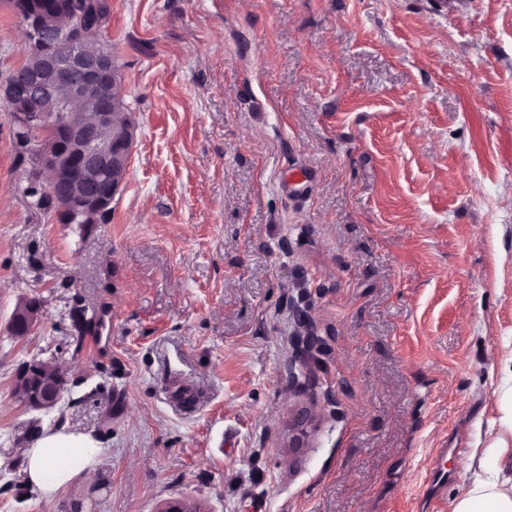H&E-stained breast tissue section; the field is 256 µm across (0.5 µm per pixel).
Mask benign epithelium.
Masks as SVG:
<instances>
[{"mask_svg": "<svg viewBox=\"0 0 512 512\" xmlns=\"http://www.w3.org/2000/svg\"><path fill=\"white\" fill-rule=\"evenodd\" d=\"M86 9L58 3L57 13H24L23 23L31 43L29 67L0 85V106L10 112L16 132L38 143L41 167L50 175L45 190L57 209L72 222H89L112 205L127 170L136 138L135 126L116 121L117 91L123 76L112 61L85 43L90 38ZM52 103L54 111H42ZM41 307L26 299L11 315L14 330L30 329ZM294 317L305 330L293 336L291 370L307 376L308 359L319 337L308 329L307 314L295 309ZM60 385L46 382L31 399L36 410L56 405ZM314 421L307 409L297 411L288 423V447L306 448L308 428Z\"/></svg>", "mask_w": 512, "mask_h": 512, "instance_id": "7a95c632", "label": "benign epithelium"}]
</instances>
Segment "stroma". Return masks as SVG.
Wrapping results in <instances>:
<instances>
[{"label":"stroma","instance_id":"35a3bbf8","mask_svg":"<svg viewBox=\"0 0 512 512\" xmlns=\"http://www.w3.org/2000/svg\"><path fill=\"white\" fill-rule=\"evenodd\" d=\"M111 3L136 140L109 223L36 206L0 109V512H44L36 421L102 444L55 512H451L512 343V0ZM26 57L0 0V79ZM297 308L321 339L303 387ZM31 361L64 374L41 416L14 393ZM41 316V307L30 303V299L20 302L11 315L10 322L14 330L31 329ZM314 421L312 412L307 409L298 410L288 423V448L309 447L308 428Z\"/></svg>","mask_w":512,"mask_h":512}]
</instances>
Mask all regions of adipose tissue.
Returning <instances> with one entry per match:
<instances>
[{
    "instance_id": "ef3b65f1",
    "label": "adipose tissue",
    "mask_w": 512,
    "mask_h": 512,
    "mask_svg": "<svg viewBox=\"0 0 512 512\" xmlns=\"http://www.w3.org/2000/svg\"><path fill=\"white\" fill-rule=\"evenodd\" d=\"M498 364V416L485 429L479 472L459 486L452 512H512V351L503 353ZM100 453V441L90 434L63 425L43 428L27 450V482L44 503L54 504L76 478L95 475Z\"/></svg>"
}]
</instances>
